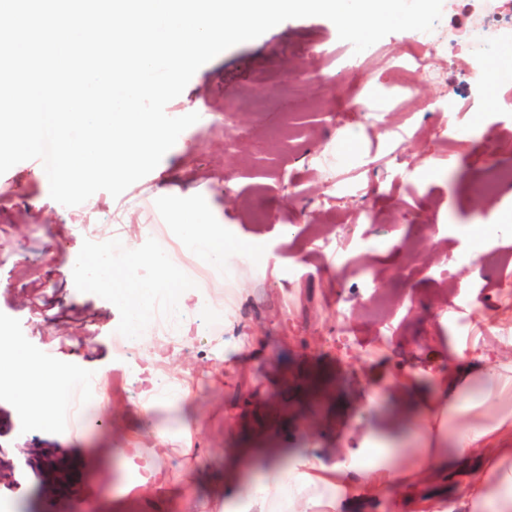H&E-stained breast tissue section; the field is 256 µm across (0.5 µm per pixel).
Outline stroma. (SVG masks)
Listing matches in <instances>:
<instances>
[{"label": "stroma", "mask_w": 512, "mask_h": 512, "mask_svg": "<svg viewBox=\"0 0 512 512\" xmlns=\"http://www.w3.org/2000/svg\"><path fill=\"white\" fill-rule=\"evenodd\" d=\"M442 10L421 56L412 32H393L362 68L322 17L227 49L166 107L199 121L119 197L66 207L30 162L0 175V326L45 365L102 383L65 428L0 392V448L49 449L72 477V512H204L223 490L227 449H253L245 480L272 458L288 470L303 454L347 457L409 390L438 397L445 377L460 376L457 401L416 416L440 426L449 458L463 430L512 410V389L461 374L480 362L512 376V183L487 195L477 182L484 165L512 169V85L486 89L472 74L484 44L497 45V67L512 65V10ZM422 60L436 81L405 89L402 72ZM288 79L295 91L281 94ZM184 209L223 237L227 260L203 280L182 264L170 283L182 345L164 342L161 319L116 355L125 313L111 289L89 285L100 248L119 255L116 274L155 280L148 258L170 244L143 227L177 223ZM135 464L161 469V494L127 492ZM485 467L471 455L418 491L437 512H467ZM53 481L23 474L0 505L55 512L41 493Z\"/></svg>", "instance_id": "35a3bbf8"}]
</instances>
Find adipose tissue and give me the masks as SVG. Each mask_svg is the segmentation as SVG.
<instances>
[{
    "mask_svg": "<svg viewBox=\"0 0 512 512\" xmlns=\"http://www.w3.org/2000/svg\"><path fill=\"white\" fill-rule=\"evenodd\" d=\"M0 371L20 373L11 391L21 411L45 423L52 421L57 374L46 372L19 350L0 363ZM441 444V438H428L412 468L394 464L388 449L364 448L358 458L338 462L302 455L288 472L273 462L260 481L248 486L241 485L230 469L214 512H278V499L285 489L290 492L289 512H354L357 502L373 499L382 489H410L421 474L446 472L448 462ZM488 474L487 482L473 488L467 502L470 512H512V463L496 457Z\"/></svg>",
    "mask_w": 512,
    "mask_h": 512,
    "instance_id": "obj_1",
    "label": "adipose tissue"
}]
</instances>
